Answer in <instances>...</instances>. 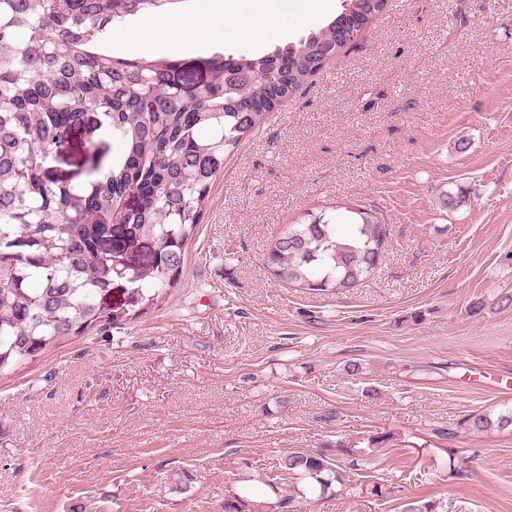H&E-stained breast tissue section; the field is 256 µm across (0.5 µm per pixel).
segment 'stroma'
<instances>
[{
  "mask_svg": "<svg viewBox=\"0 0 512 512\" xmlns=\"http://www.w3.org/2000/svg\"><path fill=\"white\" fill-rule=\"evenodd\" d=\"M210 5L173 0L163 35L136 16L106 47L262 55L341 9L241 0L248 16L275 10L267 41L226 31L183 43L186 17L208 22ZM444 191L463 206L441 208ZM372 205L386 251L349 293H300L267 268L296 218L332 212L343 235L347 208ZM508 291L512 0H388L228 159L160 307L0 376V512H224L257 466L389 433L405 452L372 449L325 495L282 494L295 512H395L413 499L512 512V431L436 435L512 405V307L492 305ZM416 460L426 480L410 476Z\"/></svg>",
  "mask_w": 512,
  "mask_h": 512,
  "instance_id": "1",
  "label": "stroma"
}]
</instances>
